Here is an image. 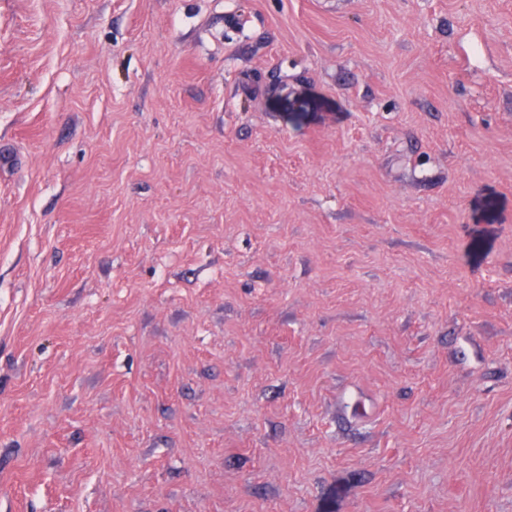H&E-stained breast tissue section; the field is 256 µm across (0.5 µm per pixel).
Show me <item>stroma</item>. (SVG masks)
<instances>
[{"label":"stroma","mask_w":512,"mask_h":512,"mask_svg":"<svg viewBox=\"0 0 512 512\" xmlns=\"http://www.w3.org/2000/svg\"><path fill=\"white\" fill-rule=\"evenodd\" d=\"M0 512H512V0H0Z\"/></svg>","instance_id":"1"}]
</instances>
